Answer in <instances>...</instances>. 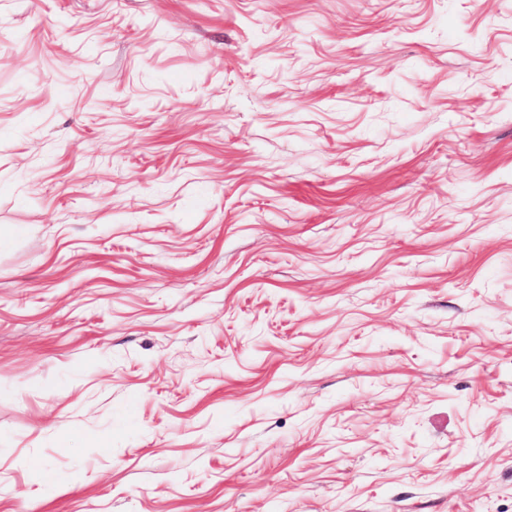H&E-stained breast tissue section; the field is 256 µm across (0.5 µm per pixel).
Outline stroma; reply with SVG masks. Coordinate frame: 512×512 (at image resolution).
<instances>
[{"label":"stroma","mask_w":512,"mask_h":512,"mask_svg":"<svg viewBox=\"0 0 512 512\" xmlns=\"http://www.w3.org/2000/svg\"><path fill=\"white\" fill-rule=\"evenodd\" d=\"M0 512H512V0H0Z\"/></svg>","instance_id":"obj_1"}]
</instances>
